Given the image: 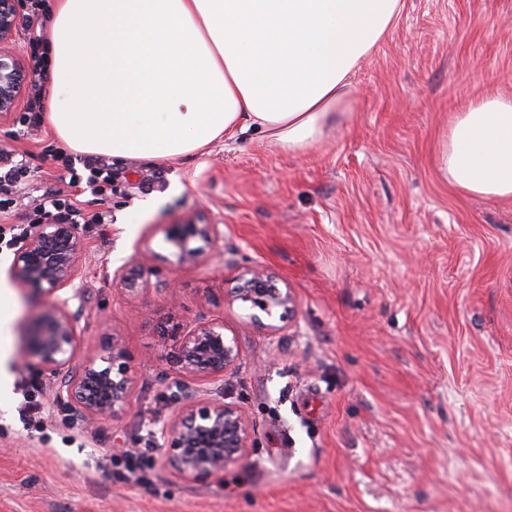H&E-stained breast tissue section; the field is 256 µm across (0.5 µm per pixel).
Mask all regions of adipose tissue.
<instances>
[{"label": "adipose tissue", "mask_w": 512, "mask_h": 512, "mask_svg": "<svg viewBox=\"0 0 512 512\" xmlns=\"http://www.w3.org/2000/svg\"><path fill=\"white\" fill-rule=\"evenodd\" d=\"M405 0H55L45 33L58 96L46 122L70 150L177 161L254 131L315 148L351 76ZM440 168L460 192L512 199V97L456 113Z\"/></svg>", "instance_id": "1"}]
</instances>
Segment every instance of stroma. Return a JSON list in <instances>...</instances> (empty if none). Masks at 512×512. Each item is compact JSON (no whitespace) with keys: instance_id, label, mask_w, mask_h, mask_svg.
Wrapping results in <instances>:
<instances>
[{"instance_id":"35a3bbf8","label":"stroma","mask_w":512,"mask_h":512,"mask_svg":"<svg viewBox=\"0 0 512 512\" xmlns=\"http://www.w3.org/2000/svg\"><path fill=\"white\" fill-rule=\"evenodd\" d=\"M487 91L512 97V0H405L310 152L248 133L176 163L113 159L111 196H81L108 221L80 227L70 289L83 353L114 335L130 356L115 418L57 403L26 336L49 298L11 280L0 250L16 382L0 394V512H512V201L461 194L437 163L456 112ZM198 215L224 237L182 268L166 230ZM139 251L149 288L116 291L109 275ZM254 265L297 298L278 330L206 300ZM203 312L241 350L205 395L239 407L251 438L224 475L192 479L164 459L177 404L160 360L169 329ZM25 380L51 408L38 426L18 415ZM124 449L150 484L114 478Z\"/></svg>"}]
</instances>
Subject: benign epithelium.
Listing matches in <instances>:
<instances>
[{
    "mask_svg": "<svg viewBox=\"0 0 512 512\" xmlns=\"http://www.w3.org/2000/svg\"><path fill=\"white\" fill-rule=\"evenodd\" d=\"M20 15L21 0H0V123L16 111L31 78L19 50ZM222 236L220 225L203 218L170 224L167 229L180 267L196 265ZM192 239L201 246L188 247ZM84 258L85 245L75 225L43 224L16 253L11 275L52 297L29 326L28 349L54 378L58 402L93 421L127 409L132 367L116 336L106 338L97 354L76 363L81 342L78 312L71 310V298L60 292L76 279ZM149 275L148 257L141 253L113 271L112 287L134 293L147 288ZM231 302L253 310L251 318L258 324L263 316L282 320L297 306L292 289L280 286V279L263 266L244 271ZM239 358L236 338L226 334L224 320L205 316L180 331L175 351L164 357L186 397L165 439L167 462L182 476L219 475L247 451L250 429L241 410L234 404L195 396L199 386L224 377Z\"/></svg>",
    "mask_w": 512,
    "mask_h": 512,
    "instance_id": "7a95c632",
    "label": "benign epithelium"
}]
</instances>
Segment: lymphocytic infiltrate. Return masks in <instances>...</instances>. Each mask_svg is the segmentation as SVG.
Segmentation results:
<instances>
[{
    "instance_id": "f902f5d3",
    "label": "lymphocytic infiltrate",
    "mask_w": 512,
    "mask_h": 512,
    "mask_svg": "<svg viewBox=\"0 0 512 512\" xmlns=\"http://www.w3.org/2000/svg\"><path fill=\"white\" fill-rule=\"evenodd\" d=\"M27 37L25 54L30 62L33 80L21 115L16 120L21 132L37 130L43 123L46 88L44 76L49 67L43 21L50 15V0H24ZM44 161L55 163L58 183L42 186L39 195L30 197L25 224L11 223L17 205V192L31 177V167L24 154L6 147L0 148V247H13L23 237L26 225L32 224H101L102 213L89 212L77 195L87 189L95 195L112 192V167L102 161L76 166L74 158L54 144H46L40 152Z\"/></svg>"
}]
</instances>
